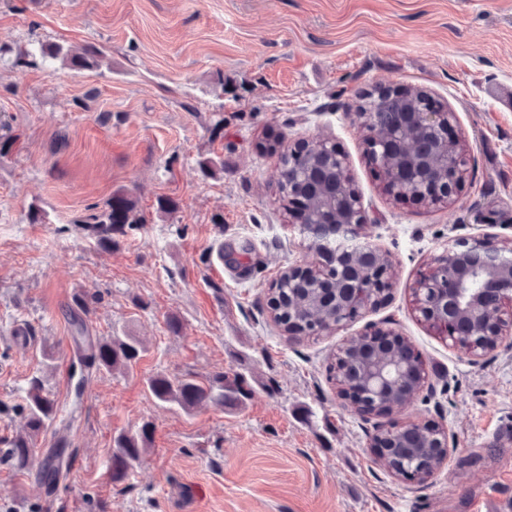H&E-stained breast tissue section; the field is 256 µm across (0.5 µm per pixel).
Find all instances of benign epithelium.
Returning a JSON list of instances; mask_svg holds the SVG:
<instances>
[{
  "mask_svg": "<svg viewBox=\"0 0 512 512\" xmlns=\"http://www.w3.org/2000/svg\"><path fill=\"white\" fill-rule=\"evenodd\" d=\"M366 131L364 143L367 155L381 173L386 188L393 195L418 203H447L461 191L467 159L460 141L451 135L452 112H440L428 103L413 114L412 121L380 135L373 129L374 113L355 114ZM314 147L336 159V184L344 193L336 195V221L330 224L304 223L306 200L288 189V206L303 223L306 232L315 238L330 237L338 232L357 240L366 236L365 220L358 195L348 183L346 159L325 140L283 147L292 156ZM322 269L312 271L299 266L288 268V276L299 279L320 278L336 284V289L360 288L361 299L336 308V325L342 326L361 314L380 306L387 298L391 281L390 264L381 250L366 241L352 248L331 249L316 245ZM441 296L446 313L438 315L426 302L428 291ZM414 302L419 317L439 335L448 337L451 345L474 357L495 350L503 339L512 334V246L500 245L485 238H474L455 244L438 265L423 274L415 285ZM366 379L348 381L341 396L356 405V411L368 413L370 401L382 398L402 387L404 399L383 411L394 413L408 407L420 386L405 387L413 380L396 360L380 355ZM433 431V447L446 460L451 452L448 435L434 423L414 425L392 424L375 436L379 458L390 466L395 439L413 427Z\"/></svg>",
  "mask_w": 512,
  "mask_h": 512,
  "instance_id": "benign-epithelium-1",
  "label": "benign epithelium"
}]
</instances>
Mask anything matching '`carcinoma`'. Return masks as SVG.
<instances>
[{
  "label": "carcinoma",
  "mask_w": 512,
  "mask_h": 512,
  "mask_svg": "<svg viewBox=\"0 0 512 512\" xmlns=\"http://www.w3.org/2000/svg\"><path fill=\"white\" fill-rule=\"evenodd\" d=\"M15 65L21 66L27 59L37 54L44 59H60L74 70L93 69L99 66L104 51L95 44H86L73 50L61 44H47L38 48L18 46L14 48ZM419 103L416 96H404L377 103L373 98L359 106L360 112L376 113V123L381 129L390 127L397 119L399 112H412L414 105ZM320 153L314 149L305 151L295 160L292 170L297 185L307 182L318 160ZM328 210L316 196L309 198L308 220L312 224H321ZM87 226L90 235L97 243L108 250L115 245L114 233L124 232L125 227L145 223V217L138 209L137 200L127 191L118 190L107 198L102 205L90 208V214L79 220ZM273 299L277 302L274 308L275 323L283 330H288V304L300 306L322 331H329L336 325V306L329 299L330 293L320 288V282L313 280L304 285L290 284L288 277L282 276L276 282ZM101 299L98 293L80 292L72 297L73 307L70 320L74 328L72 341L77 359L84 373L80 384L75 387V404L81 405L85 389L91 381L92 369L127 370L137 361L142 349L140 341L133 336H110L108 338L91 335L88 317L92 307ZM148 388L153 397L162 403H175L186 411L195 409L205 400H211L229 407H236L244 402L249 393L243 386L242 377H229L217 373L211 377L200 379L193 374L172 380L159 375L148 381ZM25 419L24 431L15 435L7 443V448L0 457L18 473L30 470L34 457L36 439L52 426L57 416L55 400L44 387L42 378L30 380L26 395V403L19 407ZM71 425L66 424L57 432L51 455L42 461L40 476L53 484L60 475V469L52 464V459H60L71 447L65 432ZM152 430L144 424L135 432L118 435L112 452L111 477L119 482L128 471L141 461L142 454L151 439ZM408 451L400 454L398 465H408L422 458H434L435 449L424 434H416L407 441Z\"/></svg>",
  "instance_id": "cac0c4a2"
}]
</instances>
